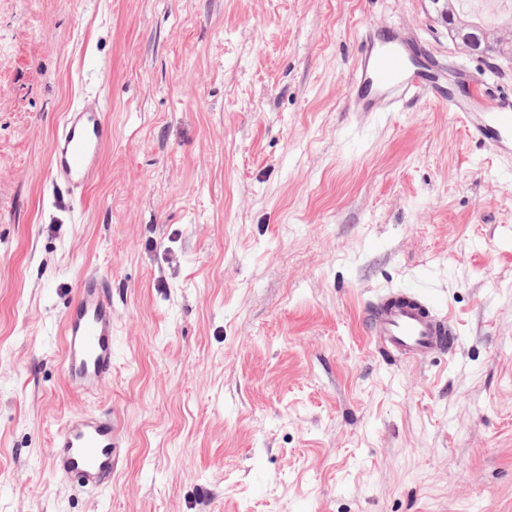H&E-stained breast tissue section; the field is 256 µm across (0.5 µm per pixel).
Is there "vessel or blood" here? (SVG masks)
I'll list each match as a JSON object with an SVG mask.
<instances>
[{"instance_id":"vessel-or-blood-1","label":"vessel or blood","mask_w":512,"mask_h":512,"mask_svg":"<svg viewBox=\"0 0 512 512\" xmlns=\"http://www.w3.org/2000/svg\"><path fill=\"white\" fill-rule=\"evenodd\" d=\"M425 96L446 104L469 134L500 155H512V95L492 100L474 112L445 85L433 64L410 68L405 43L378 26L362 35L350 98L357 112H391L405 99ZM112 136L101 97L84 96L64 114L56 132L50 180L58 207L74 209L95 176L101 151ZM370 332L383 353L419 362L452 349L451 317L435 302L413 292L378 295L368 314ZM63 371L73 389L97 390L112 373V299L96 276L79 285L66 305L62 323ZM116 427L111 413L71 416L53 443L52 467L64 481L102 489L112 483Z\"/></svg>"}]
</instances>
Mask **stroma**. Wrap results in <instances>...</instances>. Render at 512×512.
Here are the masks:
<instances>
[{"label": "stroma", "instance_id": "35a3bbf8", "mask_svg": "<svg viewBox=\"0 0 512 512\" xmlns=\"http://www.w3.org/2000/svg\"><path fill=\"white\" fill-rule=\"evenodd\" d=\"M512 93L433 0H0V512H512V158L427 98L352 112L361 29ZM112 138L75 211L47 180L64 113ZM112 294V374L78 392L62 318ZM413 288L446 356L378 352ZM81 411L119 423L112 484L52 469ZM368 323L379 350L394 360L424 361L452 349L455 341L451 317L413 292L378 295Z\"/></svg>", "mask_w": 512, "mask_h": 512}]
</instances>
